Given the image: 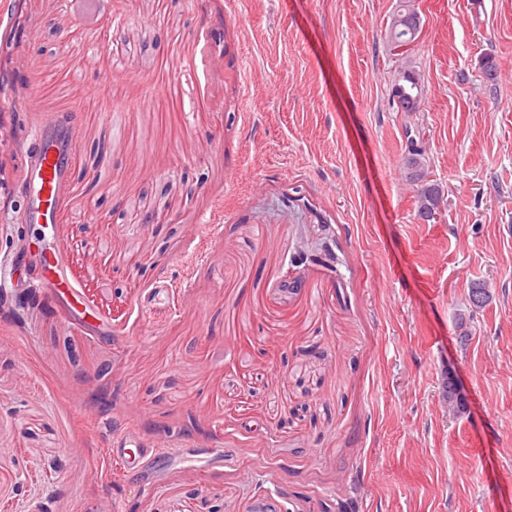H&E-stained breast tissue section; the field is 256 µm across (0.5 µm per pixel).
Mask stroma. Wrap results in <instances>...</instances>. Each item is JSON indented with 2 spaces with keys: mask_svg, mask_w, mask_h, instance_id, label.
I'll list each match as a JSON object with an SVG mask.
<instances>
[{
  "mask_svg": "<svg viewBox=\"0 0 512 512\" xmlns=\"http://www.w3.org/2000/svg\"><path fill=\"white\" fill-rule=\"evenodd\" d=\"M398 2L0 0V288L45 240L94 316L0 304V512H512V0H413L416 112ZM63 119L58 222L18 223L24 142ZM130 429L172 454L129 475ZM410 2L411 1H409V0L400 1L399 5L397 6L395 12L392 15L389 30H388V35H387V42L389 43L390 50H392V39L393 38L400 39V38H403L402 36L404 35L401 32V30L404 29V26H403V28L399 29L400 24H399L398 20L400 18H402L403 16H405L406 14H411V15L417 14L418 15V13L414 9V6L409 4ZM418 20H419V28L417 29V32L414 36L416 41L418 40L420 31H421V21H420L419 15H418ZM407 75L413 76L418 84H415V81L406 80L405 76ZM391 96L392 100L396 102L401 111L410 112L404 106H400L399 103L404 105L412 102V109L415 112L424 96V85L418 72L411 66L401 68L397 73L394 83L392 84ZM408 96L410 98H408ZM411 132H407V138L411 139L408 153L403 159V168L406 178L415 186V202L417 204L418 217L423 218V214L431 207L437 204L439 192L435 187H428L421 183V174L426 171L427 163L424 157V150L414 143L411 138ZM141 438L135 431L130 430L124 434L112 438L109 444V455L111 458L120 461L123 466L133 474H141L147 467L148 458L146 453L134 454L130 448H138Z\"/></svg>",
  "mask_w": 512,
  "mask_h": 512,
  "instance_id": "1",
  "label": "stroma"
}]
</instances>
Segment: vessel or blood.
I'll use <instances>...</instances> for the list:
<instances>
[{
    "instance_id": "vessel-or-blood-1",
    "label": "vessel or blood",
    "mask_w": 512,
    "mask_h": 512,
    "mask_svg": "<svg viewBox=\"0 0 512 512\" xmlns=\"http://www.w3.org/2000/svg\"><path fill=\"white\" fill-rule=\"evenodd\" d=\"M71 140L66 124L39 129L27 137L24 155L29 178L26 185V204L20 215L24 224H52L55 220L58 193L68 176ZM41 268L49 298L61 294L65 282L57 273L55 252L42 251L37 260ZM141 438L135 431L113 437L109 455L120 461L133 474H140L147 467L148 457L140 453Z\"/></svg>"
}]
</instances>
